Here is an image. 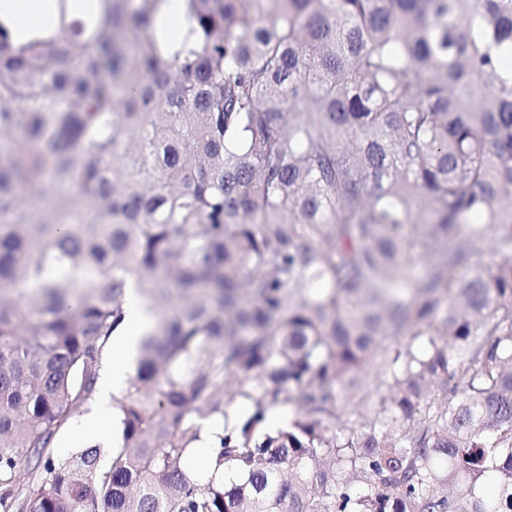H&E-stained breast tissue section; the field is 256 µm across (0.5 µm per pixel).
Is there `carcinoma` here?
<instances>
[{
    "mask_svg": "<svg viewBox=\"0 0 512 512\" xmlns=\"http://www.w3.org/2000/svg\"><path fill=\"white\" fill-rule=\"evenodd\" d=\"M184 2L0 25V512H512V0ZM128 307L127 327L123 332L112 336V361L98 381L96 410L86 418L79 430V435L83 438H100L106 435L111 395L126 386L132 373L137 344L151 321L143 299L133 288L128 291ZM94 406V402L79 416H76L72 424L68 429H65L60 433L58 436L54 451L59 456H65L68 455L74 448H80L84 445H97L100 446V448L103 449V452H109L112 448V420H111V433L107 440L98 442V443H91V442H81L77 440L72 434L74 428L81 422V419L91 412L92 408Z\"/></svg>",
    "mask_w": 512,
    "mask_h": 512,
    "instance_id": "cac0c4a2",
    "label": "carcinoma"
}]
</instances>
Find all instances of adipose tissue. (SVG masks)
Segmentation results:
<instances>
[{"mask_svg":"<svg viewBox=\"0 0 512 512\" xmlns=\"http://www.w3.org/2000/svg\"><path fill=\"white\" fill-rule=\"evenodd\" d=\"M55 18V0H0V25L18 34L35 32ZM128 307L127 327L112 338V361L99 378L97 407L83 422L79 430L81 437L100 438L106 435L111 397L125 387L132 372L136 347L150 317L136 291H129Z\"/></svg>","mask_w":512,"mask_h":512,"instance_id":"ef3b65f1","label":"adipose tissue"}]
</instances>
